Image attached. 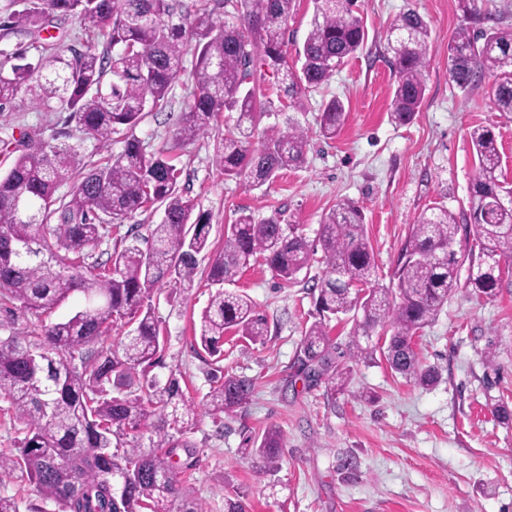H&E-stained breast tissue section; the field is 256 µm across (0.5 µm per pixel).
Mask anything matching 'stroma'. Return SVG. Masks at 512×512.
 I'll use <instances>...</instances> for the list:
<instances>
[{
	"mask_svg": "<svg viewBox=\"0 0 512 512\" xmlns=\"http://www.w3.org/2000/svg\"><path fill=\"white\" fill-rule=\"evenodd\" d=\"M368 38L302 110L289 108L272 73L253 81L271 112L261 127L294 121L309 132L302 166L280 171L254 189L224 177L213 162V138L173 148L175 123L185 109L195 60L184 55L182 75L162 111L145 113L135 129L147 152L170 149L180 186L210 218L213 251L240 212L263 218L281 213L307 240L319 234L323 215L339 202L363 212L376 259V278L390 285L410 227L423 211L443 206L463 217L478 172L469 132L496 134L502 171L512 186V113L492 107L491 79L463 91L448 80V41L468 19L460 0H359ZM415 9L432 31L426 95L413 122L389 118L395 79L386 33L405 10ZM340 97L348 118L336 139L317 133L324 102ZM59 116L23 105L0 113V139L57 129ZM207 259H200L194 285L155 286L152 307L165 337L163 364L154 375L176 374L186 399L197 408L192 439L197 464L187 484L205 512H224L225 500H241L249 512H512V422L493 414L512 411V278L488 300L466 290L449 297L417 341L422 366L440 380L421 387L392 371L381 355L346 357L350 323L330 319L332 346L349 369L344 393L330 394L326 381L312 385L298 372L302 333L317 317L308 287L325 266L312 263L291 281L275 277L262 261H250L235 284L265 315L261 343L224 337V355H208L194 340L207 305ZM250 379L251 400L235 412L213 416L205 396L220 373ZM282 431L280 468L260 469L250 449L267 427Z\"/></svg>",
	"mask_w": 512,
	"mask_h": 512,
	"instance_id": "35a3bbf8",
	"label": "stroma"
}]
</instances>
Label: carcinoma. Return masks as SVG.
Segmentation results:
<instances>
[{"mask_svg": "<svg viewBox=\"0 0 512 512\" xmlns=\"http://www.w3.org/2000/svg\"><path fill=\"white\" fill-rule=\"evenodd\" d=\"M23 5L0 16L3 36L38 35L56 17H76L91 27L82 42H46L33 62L25 51L0 49V112L21 102L43 112H65L86 138L107 148L115 138L124 148L85 170L80 149L57 131L23 135L8 171L0 175V301L14 310L50 315L74 294L84 306L66 320L44 324L40 334L0 337V402L23 424L15 454L0 455V476L30 482L58 512H203L181 474L196 464L190 439L195 409L180 382L149 376L160 364L164 337L150 294L167 281L189 288L198 256L209 252V217L195 212L183 195L180 171L168 155L148 154L130 132L146 106L161 109L181 74L182 58L196 59L193 86L172 147L213 130L223 112L239 113L236 131L216 136L214 163L224 176L261 187L288 167L304 164L308 135L293 124L272 126L253 142L266 107L247 87L257 67L282 76L291 106L327 82L345 60L364 46L367 30L357 0H311L313 14L301 65L290 66L284 46L296 0H224L233 21L215 18L209 0H17ZM179 22H172L174 14ZM461 27L448 43V80L466 91L494 77L490 102L512 112V26ZM429 23L414 9L402 12L387 32L395 77L392 122L411 123L426 93ZM105 49L93 50L95 40ZM120 46L112 53L114 46ZM109 83H104L106 76ZM347 118L345 103L333 97L318 118L319 136L333 139ZM470 141L478 159L465 227L478 257L453 249L459 224L447 208L432 207L412 224L394 272L396 287L372 285L376 262L361 209L339 203L321 220L318 245L275 212L261 220L241 212L228 226L224 248L211 256L215 286L200 318V345L221 355L224 335L255 343L268 335L266 318L246 295L224 288L237 281L252 257L281 279H294L322 251L324 274L312 279L320 319L304 331L300 366L306 377L328 376L330 389H343L344 368L333 365L325 320L352 314L349 356L380 351L395 372L422 386L436 380L422 370L415 350L418 333L459 288L458 266L469 260L466 289L497 297L512 262V205L502 203L505 187L494 131L477 126ZM70 184L69 191L58 190ZM164 207L160 223L141 238L114 247L104 262L92 260L112 224H121L154 205ZM134 324L111 346L97 347L118 321ZM391 335L378 337L377 329ZM252 382L225 374L207 394L212 414L247 404ZM149 441V449L141 446ZM285 442L277 427L265 429L253 449L261 467L278 469Z\"/></svg>", "mask_w": 512, "mask_h": 512, "instance_id": "carcinoma-1", "label": "carcinoma"}]
</instances>
